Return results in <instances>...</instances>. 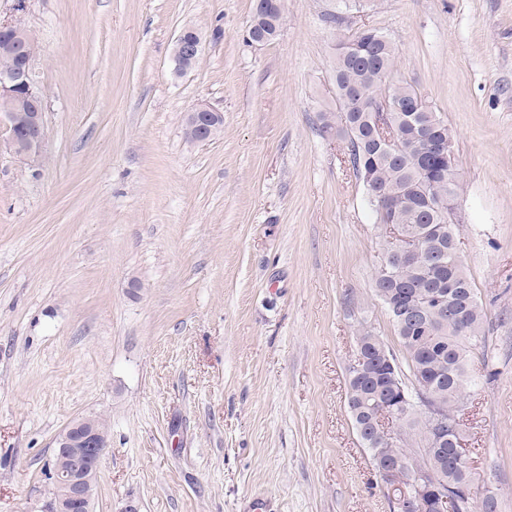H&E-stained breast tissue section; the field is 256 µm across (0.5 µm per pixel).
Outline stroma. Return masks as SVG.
Segmentation results:
<instances>
[{"mask_svg":"<svg viewBox=\"0 0 512 512\" xmlns=\"http://www.w3.org/2000/svg\"><path fill=\"white\" fill-rule=\"evenodd\" d=\"M342 0H26L42 155L0 150V512H40L70 422L104 418L93 512H391L348 408L356 330L404 358L374 291L381 226L335 111ZM205 49L175 75L173 42ZM452 129L458 244L485 312L460 421L475 494L512 512V0H359ZM206 103L224 125L191 140ZM266 1L269 0H255L251 22L253 34L259 39H264L265 43L268 44L278 35L280 16L273 6L269 3H264ZM204 49V41L200 32L193 27L183 28L174 41L172 62L174 72L181 75L188 71V68H181L182 59L191 61L199 60ZM223 113L206 104L198 105L187 113V135L197 142L212 140L220 129Z\"/></svg>","mask_w":512,"mask_h":512,"instance_id":"stroma-1","label":"stroma"}]
</instances>
